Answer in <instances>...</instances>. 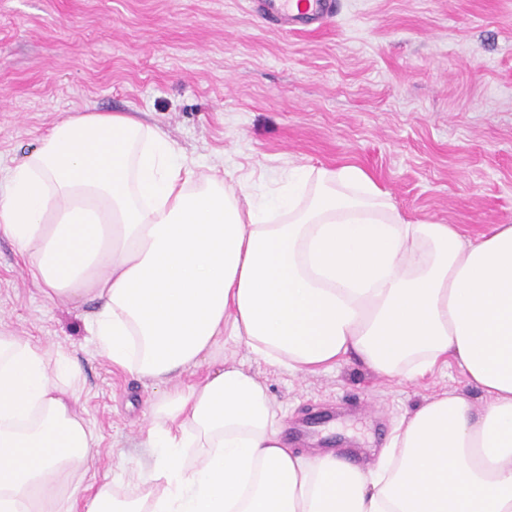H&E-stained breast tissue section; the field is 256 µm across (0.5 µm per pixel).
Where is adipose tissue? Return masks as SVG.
Returning a JSON list of instances; mask_svg holds the SVG:
<instances>
[{"instance_id": "ef3b65f1", "label": "adipose tissue", "mask_w": 512, "mask_h": 512, "mask_svg": "<svg viewBox=\"0 0 512 512\" xmlns=\"http://www.w3.org/2000/svg\"><path fill=\"white\" fill-rule=\"evenodd\" d=\"M1 234L47 298L97 300V348L160 395L133 490L74 497L96 446L79 367L0 333V512H512V224L410 220L354 165L266 192L128 114L78 112L8 171ZM228 337L295 374L354 358L412 381L451 360L484 403L431 397L370 468L305 453Z\"/></svg>"}]
</instances>
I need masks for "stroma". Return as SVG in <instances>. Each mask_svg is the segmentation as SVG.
<instances>
[{
  "label": "stroma",
  "instance_id": "obj_1",
  "mask_svg": "<svg viewBox=\"0 0 512 512\" xmlns=\"http://www.w3.org/2000/svg\"><path fill=\"white\" fill-rule=\"evenodd\" d=\"M75 112H124L191 158L276 189L285 170L352 164L412 218L471 237L512 224V0H341L313 32L265 24L248 0H0V168ZM94 303L44 296L0 238V332L80 366L77 414L98 446L83 484L132 488L153 386L99 355ZM224 355L267 387L286 432L368 467L397 423L454 390L456 364L385 377L349 361L276 369L232 339Z\"/></svg>",
  "mask_w": 512,
  "mask_h": 512
}]
</instances>
